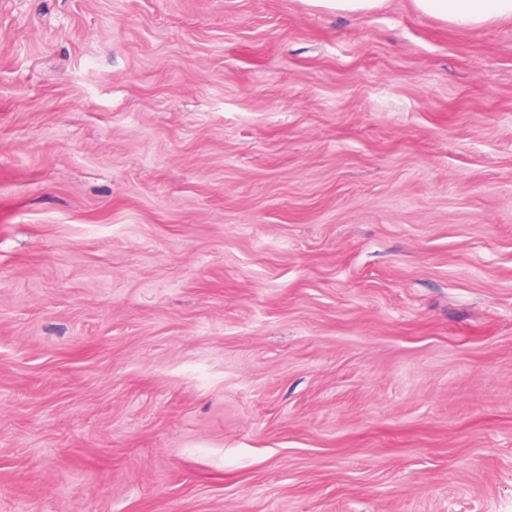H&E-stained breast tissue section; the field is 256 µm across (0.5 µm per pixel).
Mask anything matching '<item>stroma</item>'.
I'll list each match as a JSON object with an SVG mask.
<instances>
[{
	"label": "stroma",
	"mask_w": 512,
	"mask_h": 512,
	"mask_svg": "<svg viewBox=\"0 0 512 512\" xmlns=\"http://www.w3.org/2000/svg\"><path fill=\"white\" fill-rule=\"evenodd\" d=\"M0 512H512V20L0 0Z\"/></svg>",
	"instance_id": "obj_1"
}]
</instances>
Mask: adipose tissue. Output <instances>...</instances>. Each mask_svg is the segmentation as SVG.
I'll return each mask as SVG.
<instances>
[{
    "mask_svg": "<svg viewBox=\"0 0 512 512\" xmlns=\"http://www.w3.org/2000/svg\"><path fill=\"white\" fill-rule=\"evenodd\" d=\"M415 9L459 30L512 18V0H412Z\"/></svg>",
    "mask_w": 512,
    "mask_h": 512,
    "instance_id": "ef3b65f1",
    "label": "adipose tissue"
}]
</instances>
